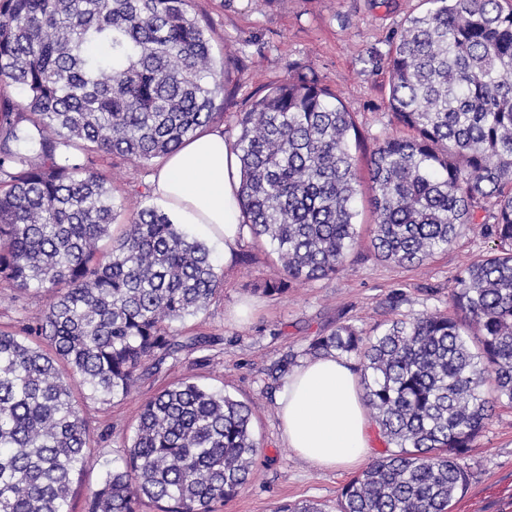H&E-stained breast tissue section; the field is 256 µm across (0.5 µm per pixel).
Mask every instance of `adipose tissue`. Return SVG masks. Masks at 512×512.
Listing matches in <instances>:
<instances>
[{
	"label": "adipose tissue",
	"mask_w": 512,
	"mask_h": 512,
	"mask_svg": "<svg viewBox=\"0 0 512 512\" xmlns=\"http://www.w3.org/2000/svg\"><path fill=\"white\" fill-rule=\"evenodd\" d=\"M239 188L236 151L220 130L208 129L166 157L150 192L175 223L201 226L232 252L246 233ZM279 420L287 447L314 469H351L371 453L370 418L358 376L336 355L294 369L279 400Z\"/></svg>",
	"instance_id": "ef3b65f1"
}]
</instances>
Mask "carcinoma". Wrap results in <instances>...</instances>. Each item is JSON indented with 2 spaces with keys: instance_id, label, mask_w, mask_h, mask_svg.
<instances>
[{
  "instance_id": "carcinoma-1",
  "label": "carcinoma",
  "mask_w": 512,
  "mask_h": 512,
  "mask_svg": "<svg viewBox=\"0 0 512 512\" xmlns=\"http://www.w3.org/2000/svg\"><path fill=\"white\" fill-rule=\"evenodd\" d=\"M387 57L389 105L413 131L367 164L370 244L400 265L445 251L491 200L497 251L467 266L456 315L338 327L309 353L359 359L369 414L392 448L347 483L340 512H448L460 464L512 402V0H425ZM192 0H0V284L45 291L40 317L0 329V512H71L86 466L91 398L127 396L143 374L205 340L172 323L223 287L209 247L154 207L115 235L112 188L93 154L150 162L223 118V82ZM242 224L269 242L286 283L333 276L359 237L357 128L336 94L290 75L239 113ZM75 150L86 161L67 157ZM252 410L179 381L143 407L136 434L85 512H214L260 452Z\"/></svg>"
}]
</instances>
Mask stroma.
I'll return each instance as SVG.
<instances>
[{
  "mask_svg": "<svg viewBox=\"0 0 512 512\" xmlns=\"http://www.w3.org/2000/svg\"><path fill=\"white\" fill-rule=\"evenodd\" d=\"M207 27L215 62L224 65V114L219 127L237 141V116L266 86L293 71L318 79L335 93L356 123L359 163H366L379 141L405 136L389 106L390 73L384 63L423 0H193ZM159 160L135 162L118 155L97 156L95 170L107 175L118 223H128L138 208L153 204L148 185ZM359 240L341 272L286 292L261 291L264 280L281 277L272 247L244 236L235 254L203 228L187 233L205 239L224 279L206 310L173 325L180 337L209 339L208 347L183 350L162 370L146 373L131 394L108 403L90 399L86 387L72 392L89 427V464L72 485V512H84L85 498L108 462L130 444L142 406L163 388L183 379L224 391L252 409V428L261 452L250 481L216 512H274L277 505L305 501L337 512L343 487L355 470L322 472L296 457L284 444L278 418L280 388L271 373L278 365H300L311 342L350 325H374L416 315L451 312L460 272L493 253L485 227L493 223V203H485L447 251L420 265L380 259L370 246L373 213L367 196L358 200ZM247 262H240V254ZM47 303L45 293L20 292L0 284V328L15 330L33 321ZM470 475L450 512H512V403L501 401L461 460Z\"/></svg>",
  "mask_w": 512,
  "mask_h": 512,
  "instance_id": "stroma-1",
  "label": "stroma"
}]
</instances>
